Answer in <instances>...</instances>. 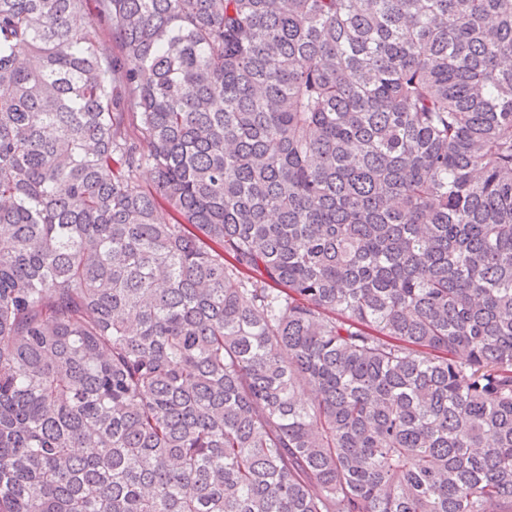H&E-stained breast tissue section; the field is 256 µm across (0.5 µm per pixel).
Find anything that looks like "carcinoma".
Returning a JSON list of instances; mask_svg holds the SVG:
<instances>
[{"mask_svg":"<svg viewBox=\"0 0 512 512\" xmlns=\"http://www.w3.org/2000/svg\"><path fill=\"white\" fill-rule=\"evenodd\" d=\"M99 8L0 0V512H512V0Z\"/></svg>","mask_w":512,"mask_h":512,"instance_id":"1","label":"carcinoma"}]
</instances>
